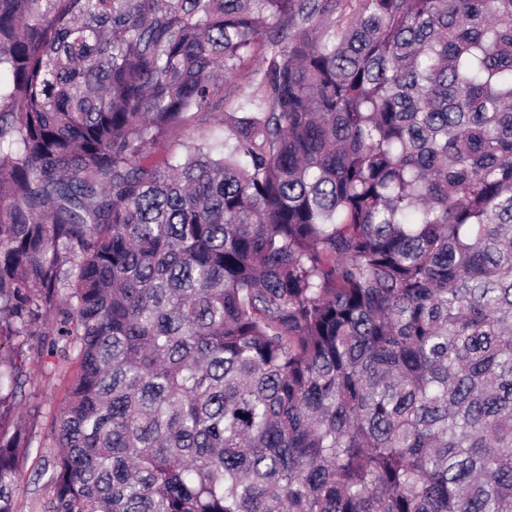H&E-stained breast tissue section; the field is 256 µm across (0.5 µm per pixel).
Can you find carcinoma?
Listing matches in <instances>:
<instances>
[{"label":"carcinoma","mask_w":512,"mask_h":512,"mask_svg":"<svg viewBox=\"0 0 512 512\" xmlns=\"http://www.w3.org/2000/svg\"><path fill=\"white\" fill-rule=\"evenodd\" d=\"M35 446L38 512H512V0H0V512ZM222 129L221 116H215L186 131L184 138L188 140L210 139L219 141L222 136ZM65 386L66 382L57 378L52 382H38L35 388L31 387V392L36 391L37 399L43 405V413L38 418L36 426L37 432L44 431V428L47 430L52 414L62 403Z\"/></svg>","instance_id":"1"}]
</instances>
